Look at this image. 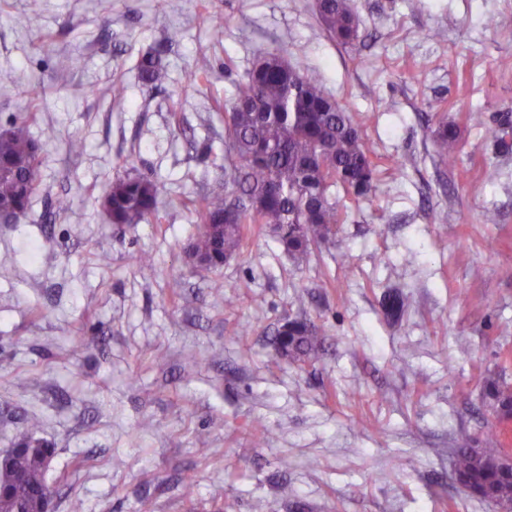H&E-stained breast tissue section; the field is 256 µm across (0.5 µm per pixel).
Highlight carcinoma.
Instances as JSON below:
<instances>
[{"mask_svg": "<svg viewBox=\"0 0 512 512\" xmlns=\"http://www.w3.org/2000/svg\"><path fill=\"white\" fill-rule=\"evenodd\" d=\"M318 19L326 34L340 44L358 39L359 20L352 0H317ZM142 81L158 86L168 80L160 54L147 51L139 62ZM225 113L227 164L217 180L193 201L199 227L188 257L200 256L219 268L240 250L244 225L266 224L293 257L313 243L329 240L342 223L332 189L340 186L356 196L373 186L377 164L373 150L346 110L329 94L319 75L305 74L273 52L261 55L238 82ZM31 113L12 116L0 127V211L26 216L39 189L43 144L33 137ZM439 162L456 165L458 130L445 122L435 130ZM111 224H137L158 209V188L148 177L123 175L112 180L101 199ZM284 355L310 360L322 348L323 336L314 323L288 320ZM489 404L502 417L512 416V392L494 382L484 386ZM503 455L496 435L479 448H457L452 478L471 494L512 509V473L496 467ZM43 450L23 461L27 480L16 483L0 472V512L34 508L30 488L45 486Z\"/></svg>", "mask_w": 512, "mask_h": 512, "instance_id": "cac0c4a2", "label": "carcinoma"}]
</instances>
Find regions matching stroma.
<instances>
[{
    "label": "stroma",
    "instance_id": "1",
    "mask_svg": "<svg viewBox=\"0 0 512 512\" xmlns=\"http://www.w3.org/2000/svg\"><path fill=\"white\" fill-rule=\"evenodd\" d=\"M354 7L342 45L316 0H0V125L38 88L44 144L27 217L0 224V450L54 448V512H497L451 467L489 432L512 454V419L481 390L512 389V151L495 138L512 123V0ZM156 46L159 88L137 69ZM266 52L320 73L378 177L360 198L337 189L346 222L301 257L250 224L221 269L196 267L191 202L224 176L215 104ZM437 112L460 131L450 170ZM125 173L156 182L158 212L115 226L101 197ZM59 195L70 209L45 221ZM291 318L325 337L308 363L274 352Z\"/></svg>",
    "mask_w": 512,
    "mask_h": 512
}]
</instances>
